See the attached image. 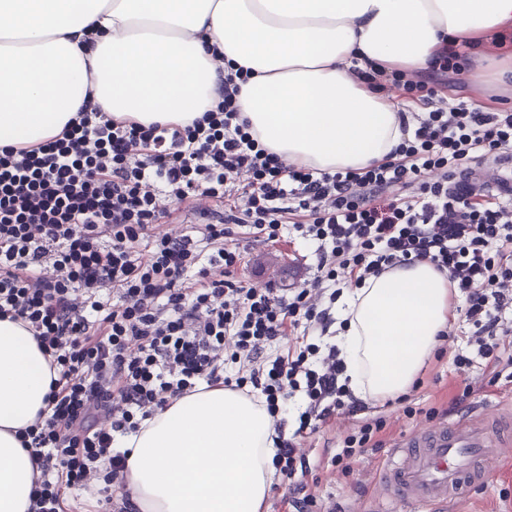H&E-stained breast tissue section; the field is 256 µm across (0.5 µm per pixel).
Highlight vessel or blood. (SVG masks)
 <instances>
[{"mask_svg":"<svg viewBox=\"0 0 512 512\" xmlns=\"http://www.w3.org/2000/svg\"><path fill=\"white\" fill-rule=\"evenodd\" d=\"M467 186L512 194V172L503 166L490 176L474 174ZM511 432L512 413L504 410H474L467 417L414 431L393 448L379 473L378 512L399 505L447 512L450 502L485 480L487 462L501 456Z\"/></svg>","mask_w":512,"mask_h":512,"instance_id":"b4317fda","label":"vessel or blood"}]
</instances>
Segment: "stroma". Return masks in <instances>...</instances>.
<instances>
[{
  "label": "stroma",
  "instance_id": "stroma-1",
  "mask_svg": "<svg viewBox=\"0 0 512 512\" xmlns=\"http://www.w3.org/2000/svg\"><path fill=\"white\" fill-rule=\"evenodd\" d=\"M482 55L474 50L469 53V69L481 73V80L472 83L465 75H456L445 90V97L452 104L461 100L491 101L496 108L512 109V82L498 80ZM239 246L245 263L238 277L250 286L261 288L270 283L277 288H301L316 272L315 247L302 240L285 238L272 244L246 235L241 237ZM464 307L463 298L453 299L448 335L442 342L444 355L426 364L418 376V386L409 391L408 398L415 404L444 407L449 398L468 384L474 389L472 406L490 410L512 407V388L502 383L491 384L492 370L485 361H477L463 376L455 370L453 356L467 341ZM354 426V419L338 415L301 441L299 450L309 458L319 478L315 493L320 512H360L361 508L374 506L378 497L377 476L387 459V450L357 457L347 476L331 463L338 444ZM488 467V479L457 503L454 512H512V454L489 461Z\"/></svg>",
  "mask_w": 512,
  "mask_h": 512
}]
</instances>
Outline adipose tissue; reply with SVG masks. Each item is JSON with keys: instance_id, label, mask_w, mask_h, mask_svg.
Listing matches in <instances>:
<instances>
[{"instance_id": "adipose-tissue-1", "label": "adipose tissue", "mask_w": 512, "mask_h": 512, "mask_svg": "<svg viewBox=\"0 0 512 512\" xmlns=\"http://www.w3.org/2000/svg\"><path fill=\"white\" fill-rule=\"evenodd\" d=\"M512 27V0H0V146L56 136L84 105L184 125L211 109L224 64L250 69L238 96L254 137L291 165L362 168L412 121L357 70L427 68L448 44ZM450 280L396 265L344 295L336 344L352 393H406L448 325ZM50 358L0 319V512H29L35 461L18 437L44 408ZM275 431L239 390L200 385L121 437L139 512H260Z\"/></svg>"}]
</instances>
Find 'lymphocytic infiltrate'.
<instances>
[{"mask_svg": "<svg viewBox=\"0 0 512 512\" xmlns=\"http://www.w3.org/2000/svg\"><path fill=\"white\" fill-rule=\"evenodd\" d=\"M467 65L454 45L419 79L369 65L370 84L431 109L386 157L358 169L288 166L263 148L239 109L240 69L225 75L216 106L185 126L80 112L51 141L0 148V318L23 323L57 373L23 435L41 470L30 512H65L68 491L100 479L122 486L128 454L116 436L203 383L260 394L279 431L284 401L301 393L298 425L273 464L285 504L316 512L296 438L336 411L357 417L331 459L345 474L387 438L385 418L343 381L335 347L311 337L336 322L323 298L343 271L359 285L430 261L466 299L476 354L455 355L458 371L479 357L512 382L502 320L512 312V206L452 187L466 161L512 148V112L442 106L449 75ZM163 194L197 222L159 232L179 220L159 207ZM288 222L316 246L310 287L247 286L236 228L276 242ZM290 332L287 351L267 357ZM229 362L243 366L236 377L224 374Z\"/></svg>", "mask_w": 512, "mask_h": 512, "instance_id": "lymphocytic-infiltrate-1", "label": "lymphocytic infiltrate"}]
</instances>
